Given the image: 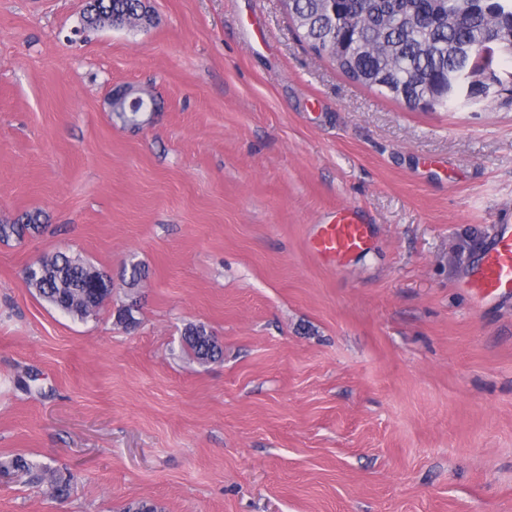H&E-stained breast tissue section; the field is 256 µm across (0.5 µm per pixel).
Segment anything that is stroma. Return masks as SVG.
Masks as SVG:
<instances>
[{"instance_id":"stroma-1","label":"stroma","mask_w":512,"mask_h":512,"mask_svg":"<svg viewBox=\"0 0 512 512\" xmlns=\"http://www.w3.org/2000/svg\"><path fill=\"white\" fill-rule=\"evenodd\" d=\"M87 3L0 0V221L44 224L0 242V462L78 477L0 483V512H512V296L468 286L512 224V107L409 109L302 45L282 0H145L135 32L84 28ZM125 87L154 99L136 127ZM344 207L368 250L315 258ZM58 251L111 302L33 295L24 266ZM189 323L222 360L182 353ZM0 469L23 474L21 477H25L27 482L45 484L53 498L69 496L74 481L70 472L51 464L38 463L23 455L0 462Z\"/></svg>"}]
</instances>
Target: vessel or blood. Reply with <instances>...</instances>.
<instances>
[{
    "label": "vessel or blood",
    "mask_w": 512,
    "mask_h": 512,
    "mask_svg": "<svg viewBox=\"0 0 512 512\" xmlns=\"http://www.w3.org/2000/svg\"><path fill=\"white\" fill-rule=\"evenodd\" d=\"M369 244L368 225L347 213L336 223L321 225L310 250L315 256L337 264L367 250ZM470 286L480 296L512 294V225H500L476 264Z\"/></svg>",
    "instance_id": "1"
}]
</instances>
